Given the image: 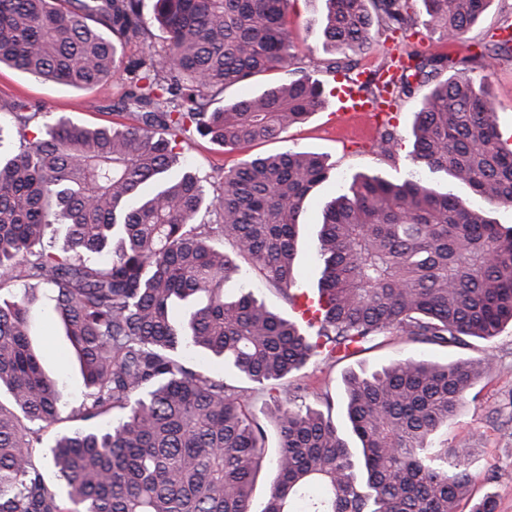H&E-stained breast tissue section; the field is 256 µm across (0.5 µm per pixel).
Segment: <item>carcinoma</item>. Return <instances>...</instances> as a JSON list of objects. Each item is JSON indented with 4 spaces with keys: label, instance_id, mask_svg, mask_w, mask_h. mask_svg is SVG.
Instances as JSON below:
<instances>
[{
    "label": "carcinoma",
    "instance_id": "1",
    "mask_svg": "<svg viewBox=\"0 0 512 512\" xmlns=\"http://www.w3.org/2000/svg\"><path fill=\"white\" fill-rule=\"evenodd\" d=\"M144 0H0V67L77 89L124 76L122 127H87L61 116L11 155L0 152V512H252L267 433L246 391L188 366L203 350L253 384L274 382L311 358L336 362L382 336L465 347L512 326V227L490 217L512 206V147L483 78L484 60L512 54L499 39L460 68L445 56L407 53L388 77L361 82L354 56L371 48L374 18L393 31L416 25L409 0H323L326 71L345 72L369 101L433 84L416 112L412 165L468 187L483 205L412 176L399 184L355 175L323 210L316 244L322 274L315 316L288 318L251 292L224 284L243 259L296 302L300 217L331 176L302 151L252 156L224 170L197 224L202 179L172 176L179 137L193 129L231 150L277 139L324 106L323 83L290 71V0H154L166 33L155 47ZM423 25L460 39L490 0H423ZM131 43L142 47L125 55ZM455 73L436 80L444 69ZM272 71L258 94L224 102L227 88ZM43 106L0 101L20 130ZM398 145L384 127L378 147ZM53 224L59 252L38 249ZM215 237L232 241L218 250ZM35 282L52 292L85 392L61 420L58 383L34 349L29 318ZM180 303L192 305L178 322ZM487 360L440 364L396 359L344 376L351 439L330 415L274 398L276 477L261 512H495L471 498L461 468L473 449L448 444V425Z\"/></svg>",
    "mask_w": 512,
    "mask_h": 512
}]
</instances>
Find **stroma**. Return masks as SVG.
Instances as JSON below:
<instances>
[{
	"mask_svg": "<svg viewBox=\"0 0 512 512\" xmlns=\"http://www.w3.org/2000/svg\"><path fill=\"white\" fill-rule=\"evenodd\" d=\"M321 0H291L288 19L295 44L294 64L322 81L330 94L323 109L314 112L302 124L282 134L281 138L256 143L229 152L224 147L188 134L182 147L186 163L205 181L207 192H214L225 168L254 154H270L296 148L324 156L335 167L333 178L313 194L301 217L302 240L296 265V286L300 292L315 293L322 267L315 254L317 234L326 202L339 195L357 173H378L391 182L404 181L418 174L422 181L447 185L440 175L422 170L413 171L408 154L415 114L421 94L402 98L391 110L363 118L340 113V94L347 81L343 73L325 72L321 46ZM512 24V0H491L478 22L461 39L450 41L424 25L407 32H390L378 26L373 30L372 48L360 55L361 68L372 70L390 59L403 57L416 50L425 56L446 55L462 60L480 52L485 44L498 40L502 27ZM482 75L499 112V130L504 141L512 144V58L489 60ZM125 92L122 80L115 79L91 89H74L54 82L42 81L20 71L0 69V100L17 96L45 104L46 112L29 125L26 135L34 137L45 125L64 116L85 126H112L131 123L128 113L115 110ZM391 125L400 142L393 156L380 153L377 144L384 125ZM40 307L32 316V331L39 340L52 343L54 351L45 356V370L59 381L61 401L66 407L78 405L84 385L77 366L62 359L70 345L61 326L54 324L50 313V292L39 289ZM421 357L438 363L457 358H488L491 367L471 389L455 419L444 431L449 443L466 442L473 454L466 467L474 477L475 496L492 493L496 512H512V328H506L493 341H472L463 348H447L418 344L400 336L383 337L376 348L355 354L338 363L315 358L300 371L288 375L274 389L273 395L249 393L248 406L258 420H265L272 396L284 395L289 389L302 387V401L319 407L322 394L333 399L331 415L341 432H348L349 423L343 401V379L348 371L370 370L391 360Z\"/></svg>",
	"mask_w": 512,
	"mask_h": 512,
	"instance_id": "stroma-1",
	"label": "stroma"
}]
</instances>
